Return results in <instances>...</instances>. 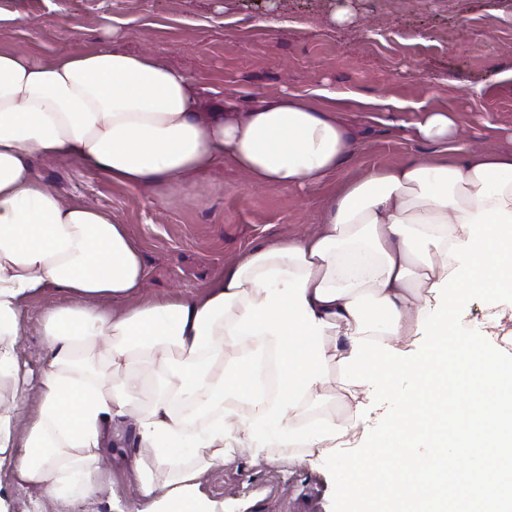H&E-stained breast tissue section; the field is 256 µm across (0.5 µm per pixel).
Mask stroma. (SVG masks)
Here are the masks:
<instances>
[{"label": "stroma", "instance_id": "obj_1", "mask_svg": "<svg viewBox=\"0 0 512 512\" xmlns=\"http://www.w3.org/2000/svg\"><path fill=\"white\" fill-rule=\"evenodd\" d=\"M268 15L249 0H0V50L22 49L39 63L63 52H88L102 40L152 52L185 72L204 107L295 93L314 105L342 94L340 119L361 131L354 154L324 184L302 191L255 188L229 164L194 178L192 199L156 202L146 189L112 183L67 160L37 172L64 201L110 209L126 224L157 298L192 291L254 243L315 230L336 187L371 168L408 159L434 161L439 144L370 119L367 99L388 97L455 112L470 149L512 143V0H273ZM349 14L346 22L335 13ZM59 294L33 301L22 338L30 369L40 367L39 316L64 303ZM133 427L118 426L104 456L112 492L70 512H111L133 495L124 462ZM224 512H332L333 480L300 449L287 461L229 463L201 486Z\"/></svg>", "mask_w": 512, "mask_h": 512}]
</instances>
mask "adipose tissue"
Listing matches in <instances>:
<instances>
[{
    "label": "adipose tissue",
    "mask_w": 512,
    "mask_h": 512,
    "mask_svg": "<svg viewBox=\"0 0 512 512\" xmlns=\"http://www.w3.org/2000/svg\"><path fill=\"white\" fill-rule=\"evenodd\" d=\"M419 140L453 145L452 161L372 169L328 199L315 235L260 243L202 289L157 300L126 225L82 202L62 203L37 163L68 159L113 182L186 194L188 179L231 161L255 187L317 186L354 153L360 134L299 96L255 100L245 111L204 109L185 73L149 52L110 44L41 64L0 51V512L26 485L61 512L110 490L107 434L134 418L126 512H224L201 479L253 463L323 450L364 435L366 423L319 413L354 339L410 350L416 289L457 262L464 218L512 213V148L457 145L454 116L419 109ZM67 297L41 320L37 376L19 338L32 301ZM234 356H227V348ZM149 404H141L143 393Z\"/></svg>",
    "instance_id": "ef3b65f1"
}]
</instances>
